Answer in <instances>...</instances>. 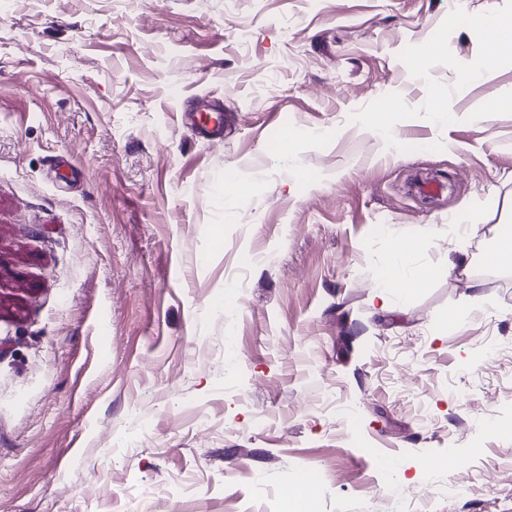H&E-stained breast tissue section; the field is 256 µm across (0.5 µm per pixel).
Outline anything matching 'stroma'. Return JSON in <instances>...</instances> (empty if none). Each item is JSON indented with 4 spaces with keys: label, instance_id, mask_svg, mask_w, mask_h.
Listing matches in <instances>:
<instances>
[{
    "label": "stroma",
    "instance_id": "obj_1",
    "mask_svg": "<svg viewBox=\"0 0 512 512\" xmlns=\"http://www.w3.org/2000/svg\"><path fill=\"white\" fill-rule=\"evenodd\" d=\"M462 3L0 0V512H512V43L458 83L512 0ZM469 25L481 31L490 46V53L487 56L485 66L496 63L495 48L505 39L512 37V20H504L496 13L487 11L472 14L468 19Z\"/></svg>",
    "mask_w": 512,
    "mask_h": 512
}]
</instances>
